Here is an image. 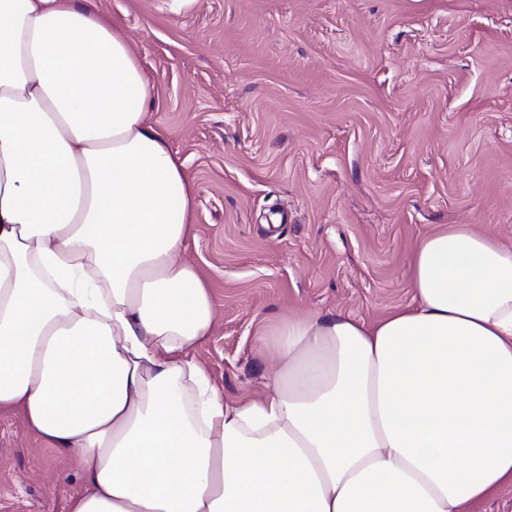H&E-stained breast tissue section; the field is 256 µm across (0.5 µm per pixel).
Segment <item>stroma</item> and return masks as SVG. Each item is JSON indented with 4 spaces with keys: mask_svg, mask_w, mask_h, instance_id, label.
I'll return each instance as SVG.
<instances>
[{
    "mask_svg": "<svg viewBox=\"0 0 512 512\" xmlns=\"http://www.w3.org/2000/svg\"><path fill=\"white\" fill-rule=\"evenodd\" d=\"M118 20L194 186L185 256L215 326L194 355L226 398L300 313L411 303L416 242L470 224L512 242V0H90ZM84 488L0 414V512Z\"/></svg>",
    "mask_w": 512,
    "mask_h": 512,
    "instance_id": "35a3bbf8",
    "label": "stroma"
}]
</instances>
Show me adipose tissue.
Wrapping results in <instances>:
<instances>
[{
	"label": "adipose tissue",
	"mask_w": 512,
	"mask_h": 512,
	"mask_svg": "<svg viewBox=\"0 0 512 512\" xmlns=\"http://www.w3.org/2000/svg\"><path fill=\"white\" fill-rule=\"evenodd\" d=\"M151 94L83 0H0V411L82 474L70 512H466L512 487V245L422 238L410 305L288 318L267 391L226 399Z\"/></svg>",
	"instance_id": "ef3b65f1"
}]
</instances>
